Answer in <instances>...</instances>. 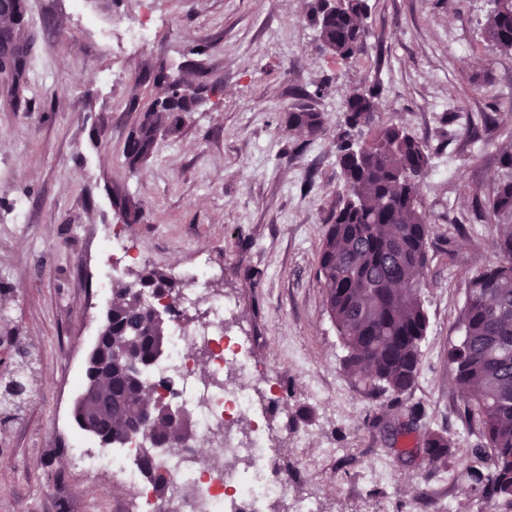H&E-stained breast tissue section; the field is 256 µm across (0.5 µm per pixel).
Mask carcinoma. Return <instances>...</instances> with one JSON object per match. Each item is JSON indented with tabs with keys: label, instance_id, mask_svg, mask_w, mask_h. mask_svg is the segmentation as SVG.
Listing matches in <instances>:
<instances>
[{
	"label": "carcinoma",
	"instance_id": "cac0c4a2",
	"mask_svg": "<svg viewBox=\"0 0 512 512\" xmlns=\"http://www.w3.org/2000/svg\"><path fill=\"white\" fill-rule=\"evenodd\" d=\"M484 23L485 39L512 51V0H491ZM368 0H310L308 15L317 30L318 48L345 60L367 52L365 20ZM27 13L3 7L0 13V57L19 85L29 49ZM154 83L166 95L140 109L127 137L123 156L135 174L154 154L158 135L178 127L182 115L199 106L197 92H217L181 75L159 71ZM382 90L362 82L346 96L344 121L336 135V163L345 194L331 214L322 236L318 274L325 303L344 348L346 365L363 376L370 393L399 397L409 392L419 372L421 343L428 317L421 301V270L428 262L432 225L419 208L421 182L431 168V153L399 121L379 123ZM323 125L312 110L288 114V130L314 136ZM506 171L488 197L485 209L499 226L497 255H512V146L499 156ZM149 295L168 300V314L157 320L147 311ZM181 283L169 273L145 266L138 283H112V323L101 332L112 334V353L135 357L141 369L156 362L153 343L167 346V336L179 304ZM460 326L463 335L448 347V364L456 382L466 389L464 418L478 426L485 445L471 449L480 466L468 468L475 490L487 500L512 508V264L496 259L471 277ZM35 354L20 357L19 378L27 384L21 398L4 405L19 414L32 390ZM155 384L137 390L132 383L112 382V437L124 441L128 421L142 408H160ZM453 441L445 433H430L416 453L437 467L452 463Z\"/></svg>",
	"mask_w": 512,
	"mask_h": 512
}]
</instances>
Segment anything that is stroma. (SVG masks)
<instances>
[{
	"label": "stroma",
	"mask_w": 512,
	"mask_h": 512,
	"mask_svg": "<svg viewBox=\"0 0 512 512\" xmlns=\"http://www.w3.org/2000/svg\"><path fill=\"white\" fill-rule=\"evenodd\" d=\"M367 52L345 62L320 52L306 0H27L33 49L24 83L0 81V370L15 341L39 355L21 415L0 409V512H126L134 488L78 471L69 443L84 439L72 403L90 339L109 299L102 277L134 281L150 265L178 275L207 259L211 287L236 303L226 334L248 339L253 366L272 370L273 428L288 427L278 467L321 512H495L466 466L481 442L463 418L448 364L460 334L465 283L496 260L498 228L481 203L504 170L512 132V52L483 36L489 0H369ZM150 15V40L122 44ZM205 71L217 95L159 136L129 173L122 155L159 69ZM377 81L381 121L427 144L447 179L426 178L421 206L433 229L421 300L429 326L415 385L399 403L367 394L317 277L327 221L342 197L336 133L353 84ZM323 117L293 135L289 112ZM25 205L28 222L16 217ZM140 211L127 223L123 210ZM117 231L135 261L112 264L97 246ZM413 433L390 434L412 407ZM454 440L446 468L405 456L427 433Z\"/></svg>",
	"instance_id": "35a3bbf8"
}]
</instances>
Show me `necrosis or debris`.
<instances>
[{"label":"necrosis or debris","instance_id":"4bbe7bcc","mask_svg":"<svg viewBox=\"0 0 512 512\" xmlns=\"http://www.w3.org/2000/svg\"><path fill=\"white\" fill-rule=\"evenodd\" d=\"M186 278L189 286L181 291L167 349L148 372L150 381L189 415L195 434L187 446L156 459L158 474L172 490L169 499L157 500L140 467L143 437H132L120 448L70 449L72 465L139 487L136 512H272L286 500L294 512H321L319 501L300 492L276 467L277 433L268 423L267 407L235 383L245 376L257 385L271 378L254 375L246 345L224 334L234 302L206 293L213 278L207 264ZM244 420L250 421L251 431L242 437L237 425Z\"/></svg>","mask_w":512,"mask_h":512}]
</instances>
